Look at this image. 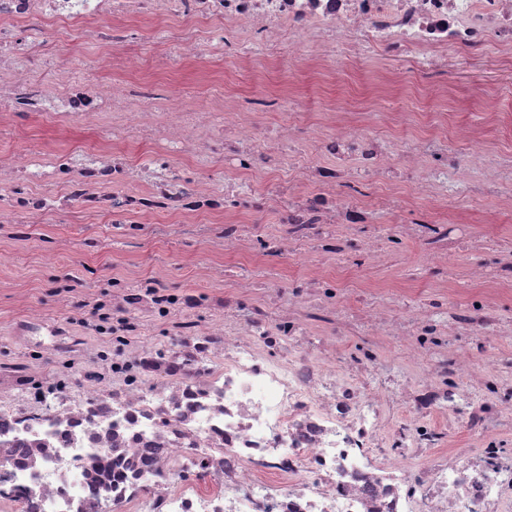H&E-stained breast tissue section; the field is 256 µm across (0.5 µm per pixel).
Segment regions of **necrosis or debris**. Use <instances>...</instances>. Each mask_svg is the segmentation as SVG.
I'll use <instances>...</instances> for the list:
<instances>
[{"mask_svg": "<svg viewBox=\"0 0 512 512\" xmlns=\"http://www.w3.org/2000/svg\"><path fill=\"white\" fill-rule=\"evenodd\" d=\"M144 23L169 32L165 72L127 49ZM493 46L512 51V0H0V141L33 118L91 133L0 159V237L83 214L116 240L190 235L252 268L227 290L199 255L209 293L172 291L158 268L113 277L93 325L12 321L57 383L0 363V512H512V380L478 355L512 341V238L499 215L448 212L483 195L512 210V150L451 112L271 123L232 85L257 59L333 81L378 51L394 63L378 91L409 78L444 97L449 55ZM202 70L203 99L178 78ZM256 181L282 234L253 221ZM467 250L496 258L464 302L368 281L348 305L355 268L426 274ZM145 317L168 352L141 342ZM350 336L371 344L343 354Z\"/></svg>", "mask_w": 512, "mask_h": 512, "instance_id": "1", "label": "necrosis or debris"}]
</instances>
